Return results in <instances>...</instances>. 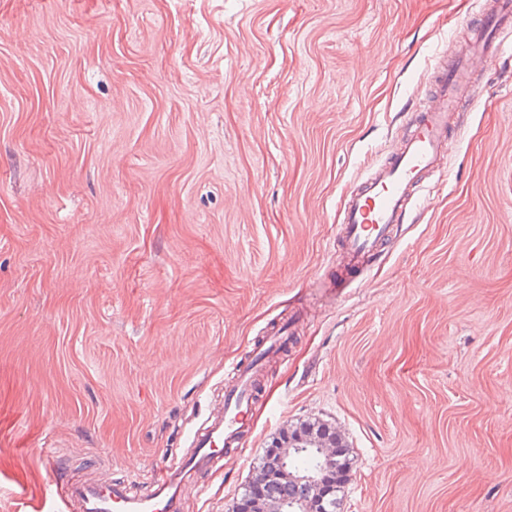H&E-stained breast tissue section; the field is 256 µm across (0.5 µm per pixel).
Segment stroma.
Here are the masks:
<instances>
[{
	"mask_svg": "<svg viewBox=\"0 0 512 512\" xmlns=\"http://www.w3.org/2000/svg\"><path fill=\"white\" fill-rule=\"evenodd\" d=\"M488 2L0 0V512L147 492L293 318L183 512H231L314 420L349 450L341 512H512L511 50L364 271L336 241Z\"/></svg>",
	"mask_w": 512,
	"mask_h": 512,
	"instance_id": "1",
	"label": "stroma"
}]
</instances>
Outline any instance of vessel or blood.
<instances>
[{
  "label": "vessel or blood",
  "mask_w": 512,
  "mask_h": 512,
  "mask_svg": "<svg viewBox=\"0 0 512 512\" xmlns=\"http://www.w3.org/2000/svg\"><path fill=\"white\" fill-rule=\"evenodd\" d=\"M467 38L437 64L428 95L411 130L388 159L349 191L341 210L338 236L348 263L366 265L403 223L415 200L431 191L446 170L449 133L459 113L478 100L472 88L501 52L500 36L512 39V0H490L489 9L466 24ZM224 388V409L210 417L194 436L195 448L181 464L151 473L148 493L134 492L135 475L104 482L66 484L62 495L68 512H182L185 487L200 484L220 470L224 451L240 445L250 428L258 368L232 366Z\"/></svg>",
  "instance_id": "b4317fda"
}]
</instances>
